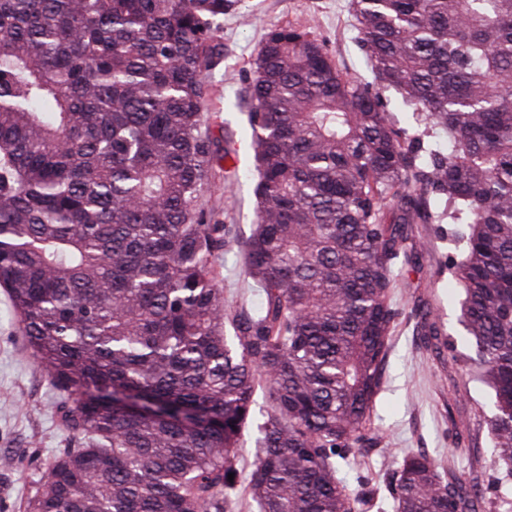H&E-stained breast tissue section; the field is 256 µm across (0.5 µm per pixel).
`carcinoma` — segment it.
Wrapping results in <instances>:
<instances>
[{
	"label": "carcinoma",
	"mask_w": 512,
	"mask_h": 512,
	"mask_svg": "<svg viewBox=\"0 0 512 512\" xmlns=\"http://www.w3.org/2000/svg\"><path fill=\"white\" fill-rule=\"evenodd\" d=\"M234 0H0V287L79 440L27 512H371L338 476L372 439L411 224H447L463 371L490 397L494 498L423 452L391 512H512V0H352L374 80L313 28L257 51L247 124L261 290L224 298L229 225L205 74ZM254 464L238 448L255 394ZM234 474L228 479V474Z\"/></svg>",
	"instance_id": "carcinoma-1"
}]
</instances>
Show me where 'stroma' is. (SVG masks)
Listing matches in <instances>:
<instances>
[{
    "label": "stroma",
    "mask_w": 512,
    "mask_h": 512,
    "mask_svg": "<svg viewBox=\"0 0 512 512\" xmlns=\"http://www.w3.org/2000/svg\"><path fill=\"white\" fill-rule=\"evenodd\" d=\"M293 23L313 27L326 41L340 69L362 80L372 75L358 46L357 21L351 0H238L224 16L220 32L223 64L206 76L211 86L208 109L224 115V130L238 142L239 169L250 163L242 140L247 122L249 70L265 34ZM201 203L238 236H248L255 222L253 184L240 178L232 189L205 193ZM419 271L405 274L394 302L400 309L391 341L384 385L372 414L374 448L357 458L347 473L348 486L362 475L383 486L402 457L423 451L450 469L462 484H489L497 473L491 462L484 418L489 398L462 372L456 358L465 354L451 295L448 257L453 244L444 224H412ZM224 296L232 304L255 307L259 297L242 274L237 250L222 256ZM424 307L445 337L450 353L437 354L417 325L415 307ZM63 394L52 386L46 370L32 356L9 302L0 293V512H26L28 500L44 482L52 456L76 441L61 422Z\"/></svg>",
    "instance_id": "obj_1"
}]
</instances>
